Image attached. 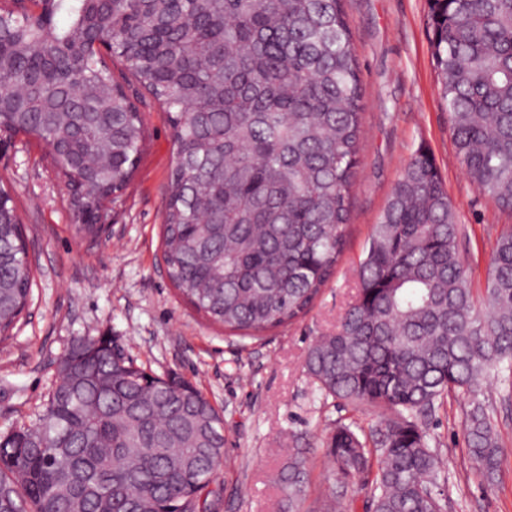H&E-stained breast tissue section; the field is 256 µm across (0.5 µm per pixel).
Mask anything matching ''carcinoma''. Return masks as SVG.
Masks as SVG:
<instances>
[{"label": "carcinoma", "mask_w": 512, "mask_h": 512, "mask_svg": "<svg viewBox=\"0 0 512 512\" xmlns=\"http://www.w3.org/2000/svg\"><path fill=\"white\" fill-rule=\"evenodd\" d=\"M21 0L0 3V135L50 146L76 218L131 181L141 112L101 49L168 111L176 160L163 261L179 294L247 337L307 312L347 243L363 87L343 0ZM432 56L458 158L512 213V0H430ZM432 158L406 164L373 225L356 293L304 369L319 396L390 412L370 434L338 423L340 489L368 512H443V458L422 418L468 399L466 452L499 483L500 433L480 380L512 374V229L492 251L483 301L458 247ZM32 286L14 200L0 186V340ZM38 422L0 433V512H205L224 421L189 382L134 365L108 336L71 350ZM295 450L278 482L302 512Z\"/></svg>", "instance_id": "obj_1"}]
</instances>
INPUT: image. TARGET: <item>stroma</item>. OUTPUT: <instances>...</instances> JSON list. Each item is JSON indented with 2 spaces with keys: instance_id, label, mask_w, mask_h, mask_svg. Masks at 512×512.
<instances>
[{
  "instance_id": "stroma-1",
  "label": "stroma",
  "mask_w": 512,
  "mask_h": 512,
  "mask_svg": "<svg viewBox=\"0 0 512 512\" xmlns=\"http://www.w3.org/2000/svg\"><path fill=\"white\" fill-rule=\"evenodd\" d=\"M364 91V133L348 243L310 311L257 339H242L187 304L162 262L165 188L175 163L167 112L149 95L137 106L146 131L130 185L105 205L104 230L82 236L67 190L41 140L16 135L0 146V181L13 191L34 271L30 305L12 339L0 342V432L29 425L58 381L59 360L86 336H109L137 364L192 382L224 420V460L200 497L210 512H282L270 475L295 448L306 450L307 507L336 480L326 438L336 422L370 430L366 406L316 397L303 369L310 345L336 329L354 293L373 224L406 163L426 151L463 229L460 250L471 286L483 293L497 235L512 214L487 201L456 154L430 46L429 0H345ZM480 396L495 409L506 457L502 482L481 483L465 450L461 402L427 421L448 459L447 512H512V400L496 377Z\"/></svg>"
}]
</instances>
